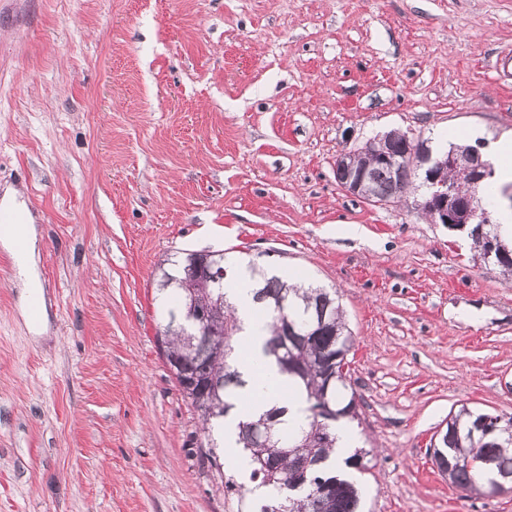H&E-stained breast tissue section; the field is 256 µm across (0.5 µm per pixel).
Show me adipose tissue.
Segmentation results:
<instances>
[{
	"label": "adipose tissue",
	"instance_id": "1",
	"mask_svg": "<svg viewBox=\"0 0 512 512\" xmlns=\"http://www.w3.org/2000/svg\"><path fill=\"white\" fill-rule=\"evenodd\" d=\"M229 300L235 305L241 322L239 341L246 346L248 353L238 363L239 370L248 381L240 392L239 400L244 403L248 414L257 415L271 406L287 407L284 428L297 430L308 422L305 397L302 394L279 392L278 384L282 380L279 368L272 357L263 351V342L267 334L264 321L257 314V306L252 300L250 271L247 266L234 268L226 286Z\"/></svg>",
	"mask_w": 512,
	"mask_h": 512
}]
</instances>
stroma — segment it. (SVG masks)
<instances>
[{
  "instance_id": "obj_1",
  "label": "stroma",
  "mask_w": 512,
  "mask_h": 512,
  "mask_svg": "<svg viewBox=\"0 0 512 512\" xmlns=\"http://www.w3.org/2000/svg\"><path fill=\"white\" fill-rule=\"evenodd\" d=\"M512 132V0H0V196L39 232L45 339L0 249V512H242L254 484L157 343V264L223 251L339 291L367 512H512L429 449L512 417V278L409 192H343L399 130ZM235 490H227V481Z\"/></svg>"
}]
</instances>
